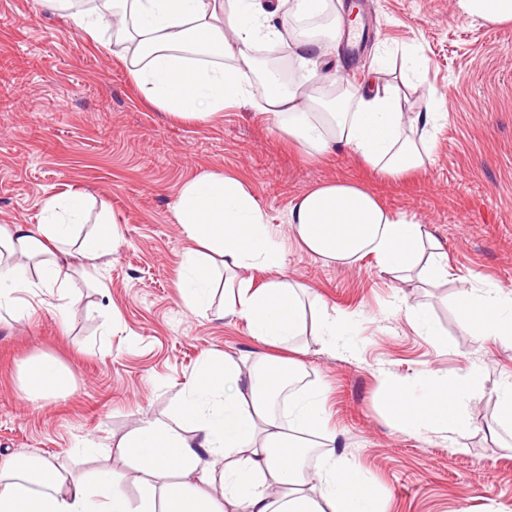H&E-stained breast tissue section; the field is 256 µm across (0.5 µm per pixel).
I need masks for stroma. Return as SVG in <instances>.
<instances>
[{
	"instance_id": "1",
	"label": "stroma",
	"mask_w": 512,
	"mask_h": 512,
	"mask_svg": "<svg viewBox=\"0 0 512 512\" xmlns=\"http://www.w3.org/2000/svg\"><path fill=\"white\" fill-rule=\"evenodd\" d=\"M369 37L356 60L345 49L324 62L349 88L380 53L384 82L401 86L407 112L436 113L433 161L393 180L353 152L311 158L256 108L220 118L169 117L141 94L120 59L41 0H0V225L35 224L42 199L67 192L108 209L122 244L99 282L74 269L80 303L70 324L45 306L0 320V464L25 452L72 475L113 467L82 447L111 444L141 418L169 419L204 354L244 359L266 352L245 324L219 319L224 273L213 277V314L192 313L176 288L191 243L172 204L188 179L238 178L267 220L286 230L292 202L311 187L352 183L388 210L426 224L448 255L437 286L395 279L373 258L328 265L296 242L286 274L308 300L346 317L345 353L303 335L276 349L325 391L336 456L379 490L384 512H512V429L498 422L496 394L512 382V346L475 335L460 291L490 285L512 294V24L463 15L454 0H370ZM424 71L404 67L408 54ZM426 310L436 335L407 308ZM49 354L74 375L66 395L38 404L17 387L29 358ZM480 368L465 437L451 441L393 428L382 414L383 373L423 392L431 377Z\"/></svg>"
}]
</instances>
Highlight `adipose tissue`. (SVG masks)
I'll list each match as a JSON object with an SVG mask.
<instances>
[{
    "label": "adipose tissue",
    "instance_id": "obj_1",
    "mask_svg": "<svg viewBox=\"0 0 512 512\" xmlns=\"http://www.w3.org/2000/svg\"><path fill=\"white\" fill-rule=\"evenodd\" d=\"M94 41L110 35L144 97L168 115L206 121L225 106L260 104L263 113L306 155L337 148L399 179L424 169L433 144L425 133L434 113L403 112L398 88L368 83L344 102L319 111L311 81L336 84L318 64L336 50L344 20L330 0H46ZM329 19L320 37H287L286 18ZM288 41L309 83L283 86L275 76L253 82L250 51ZM192 248L177 282L192 312L212 300L208 270L219 256L231 274L224 282L221 318L244 322L263 344L280 346L306 326L305 289L285 275L288 252L253 194L236 178L202 174L186 181L173 204ZM41 224L0 225V312L22 315L30 299L48 297L63 322L76 302L68 288L73 262L93 275L120 244L114 218L89 220V197L65 193L41 203ZM288 229L314 257L350 266L373 256L378 267L429 284L448 278V258L415 218L385 209L370 192L328 182L299 196ZM268 272L256 283L252 273ZM461 303L476 335L512 345V296L497 288L462 291ZM297 362L257 355L249 367L232 356L204 355L173 421L143 419L113 440L107 452L139 474L135 493L122 473L105 469L88 477L64 475L59 463L14 454L0 467V512H380L379 492L343 459L329 456L305 469L301 452L335 442L322 418L323 395L294 388ZM382 412L395 428L448 438L463 435L480 369L432 379L416 397L403 378L382 376ZM18 388L32 403L70 391L74 376L49 354L23 363Z\"/></svg>",
    "mask_w": 512,
    "mask_h": 512
}]
</instances>
